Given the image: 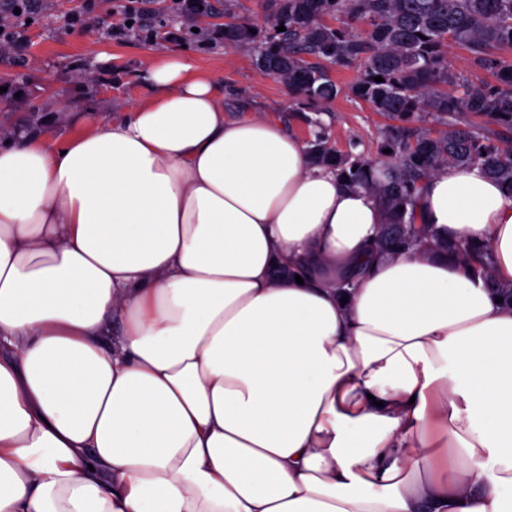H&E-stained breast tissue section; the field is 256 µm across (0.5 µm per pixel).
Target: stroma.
I'll list each match as a JSON object with an SVG mask.
<instances>
[{
    "label": "stroma",
    "instance_id": "35a3bbf8",
    "mask_svg": "<svg viewBox=\"0 0 512 512\" xmlns=\"http://www.w3.org/2000/svg\"><path fill=\"white\" fill-rule=\"evenodd\" d=\"M212 3V18L202 20L177 15L174 0H151L148 13L130 27L120 0H35L16 20L21 51H0V75L10 77L0 93V127L65 140L80 122H108L111 107L149 97L152 89L140 75L147 58L180 52L223 75L228 117H238L245 106L302 141L323 131L339 153L379 160L381 133L394 121L349 94L355 71H334L342 92L329 103L293 101L280 82L258 71L249 52L212 39L225 21L224 0ZM88 11L97 18L95 28L69 25V18Z\"/></svg>",
    "mask_w": 512,
    "mask_h": 512
}]
</instances>
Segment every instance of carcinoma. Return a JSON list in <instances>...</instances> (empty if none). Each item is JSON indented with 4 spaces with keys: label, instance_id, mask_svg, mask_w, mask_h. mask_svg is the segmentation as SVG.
I'll use <instances>...</instances> for the list:
<instances>
[{
    "label": "carcinoma",
    "instance_id": "cac0c4a2",
    "mask_svg": "<svg viewBox=\"0 0 512 512\" xmlns=\"http://www.w3.org/2000/svg\"><path fill=\"white\" fill-rule=\"evenodd\" d=\"M257 28L224 13V42L252 50L256 67L294 99L329 102L334 69H355L351 95L373 111L420 124L383 134L381 163L340 157L320 134L310 147L350 181L373 188L391 224H416L422 181L442 167H478L512 190V0H269ZM285 31H277V27ZM462 47L492 74L475 82L453 69ZM380 76L383 81L376 82Z\"/></svg>",
    "mask_w": 512,
    "mask_h": 512
}]
</instances>
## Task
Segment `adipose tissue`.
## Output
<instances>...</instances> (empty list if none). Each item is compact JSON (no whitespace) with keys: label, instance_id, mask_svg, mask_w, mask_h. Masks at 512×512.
<instances>
[{"label":"adipose tissue","instance_id":"ef3b65f1","mask_svg":"<svg viewBox=\"0 0 512 512\" xmlns=\"http://www.w3.org/2000/svg\"><path fill=\"white\" fill-rule=\"evenodd\" d=\"M141 76L64 144L0 130V512H512V190L440 169L386 251L220 74Z\"/></svg>","mask_w":512,"mask_h":512}]
</instances>
